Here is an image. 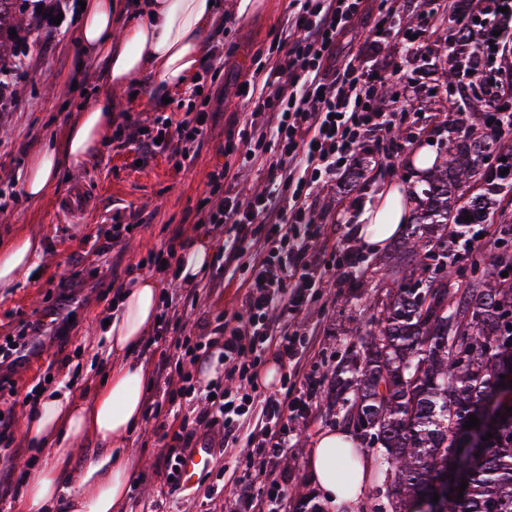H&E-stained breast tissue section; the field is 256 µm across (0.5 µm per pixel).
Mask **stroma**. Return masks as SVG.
<instances>
[{
    "label": "stroma",
    "mask_w": 512,
    "mask_h": 512,
    "mask_svg": "<svg viewBox=\"0 0 512 512\" xmlns=\"http://www.w3.org/2000/svg\"><path fill=\"white\" fill-rule=\"evenodd\" d=\"M32 0H15L14 33L0 34V57H23V71L15 80V97L7 119L0 122V242L20 230L39 238L41 252L37 278L23 279L11 292L0 294V340L15 335L22 321L42 320L44 331L38 347L13 375L17 388L10 415L12 432H19L29 413L26 394L44 378L47 367L68 377L70 395L84 396L106 378L112 363L96 358L103 340L102 324L112 309L116 281H124L137 263L148 262L152 253L165 248L171 237L181 242L197 239V211L210 195L209 176L224 165V144L239 137L250 111L239 101L242 84L269 68L267 49L285 27L289 0H269L267 7L248 18L224 13V69L218 80L192 98L184 90L170 99L175 113L206 109L214 122L192 163L176 168L159 156L147 164L137 162L135 152L108 144L81 168L61 171L55 189L42 201H28L23 194L27 162L32 153L56 143L73 120L89 93L102 89V64L83 53L78 20L67 14L60 34L49 36L31 28ZM449 30L440 26L427 37L424 56L411 58L403 42L390 40L384 49L392 67L386 77L390 95L407 98L409 117L402 126L400 154H391L389 142L376 148L356 150L361 175L351 180L341 173L335 181L322 183L313 194L312 215L324 230L328 247L357 252L360 266L379 259L378 253L357 243V213L373 200L378 185L394 179L404 192L419 193L423 182L409 161L422 145L441 154L448 141L442 134V105L456 99V89L443 76L448 53ZM84 184L92 201L90 223L78 224L64 214L60 203L76 184ZM139 212L143 224L114 245L107 266H100L96 247L112 239L114 225L125 223L129 212ZM226 225L211 228L208 235L217 254L205 278L207 291L188 308V335L201 331L223 332L224 316L240 307L244 284L258 254V245L247 247L232 264H225L220 248ZM73 280L80 289L64 308H57V283ZM370 293L354 287L351 277L320 289L318 299L303 314L291 320L292 328L309 344L307 368L325 377L345 356L353 339L348 330L365 319ZM335 409L314 398L308 413L290 420L283 434L290 444L287 455L255 454L249 465L254 477L250 490L233 480L241 454L233 446L214 450L210 467L196 477L190 490L168 495L167 472L158 461L169 451V440L154 432L152 418H144L129 439L136 467L123 512H260L261 494L268 476H275L286 491L284 512H296L297 497L318 495L309 478L310 448L315 436L326 429H344ZM28 462L27 467L0 470V512H15L21 489L34 471L48 463L46 451L14 440Z\"/></svg>",
    "instance_id": "35a3bbf8"
}]
</instances>
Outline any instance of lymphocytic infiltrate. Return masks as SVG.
<instances>
[{
    "mask_svg": "<svg viewBox=\"0 0 512 512\" xmlns=\"http://www.w3.org/2000/svg\"><path fill=\"white\" fill-rule=\"evenodd\" d=\"M287 29L273 43L276 57L260 81L249 83L241 98L252 114L263 116V139L248 135L242 141H228L225 154L253 161L263 141H270L267 159L269 188L265 194L241 198L221 188L228 180L227 169L211 174L209 183L217 198L201 209L199 225H228L224 242L225 262L235 261L248 245L254 227L265 231L267 252L251 269L234 327L217 340L206 335L189 339L185 334L188 295L168 296L147 347L161 356L153 371V388L158 400L150 404L157 428L172 433L179 450L164 465L169 472L170 494L180 493L177 480L184 450L205 445L223 447L237 440V421L255 403H262V430L272 447L284 448L278 433L292 416L306 413L309 399L318 385L302 376L298 386L283 393L263 395L258 368L268 352L281 363L300 361L305 351L300 336L274 332L272 311L298 316L315 299L324 276L338 273L335 264H319L314 244L318 229L311 218L312 191L319 183L335 179L343 162L357 148L381 139L394 126L395 114L404 106L380 105L374 87L385 79L389 62L383 49L389 38L402 36L410 55H420V37L427 20L416 26L402 22L396 4L371 12L366 0H290ZM512 11V0H453L448 13L452 22L478 20L482 40L463 42L462 50L474 65L472 79L485 84L491 105L489 122H500L496 106L512 96V84L497 80L491 56L499 42L503 10ZM370 20L373 29L361 54L365 68H337L336 45L355 21ZM151 121L125 119L112 137L120 147L136 150L142 159L164 155L175 167L190 162L204 143L214 119L211 112L180 121L166 117L165 104L153 106ZM220 348L224 383L202 380L194 367L206 363L212 348Z\"/></svg>",
    "mask_w": 512,
    "mask_h": 512,
    "instance_id": "1",
    "label": "lymphocytic infiltrate"
}]
</instances>
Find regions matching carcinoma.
<instances>
[{
	"mask_svg": "<svg viewBox=\"0 0 512 512\" xmlns=\"http://www.w3.org/2000/svg\"><path fill=\"white\" fill-rule=\"evenodd\" d=\"M444 74L465 87V61L453 53ZM486 109L473 95L458 111L445 153L427 170L413 226L375 266L368 317L351 328L358 343L324 395L391 476L374 512H424L431 483L458 448L457 430L498 402L499 374L512 365V281L501 276L512 259L470 249L461 269L449 242L469 226L465 215L486 224L512 194V160L494 154L512 125L488 128ZM466 466V500L441 512H512V423L495 430L482 461Z\"/></svg>",
	"mask_w": 512,
	"mask_h": 512,
	"instance_id": "cac0c4a2",
	"label": "carcinoma"
}]
</instances>
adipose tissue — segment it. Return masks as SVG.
<instances>
[{
  "mask_svg": "<svg viewBox=\"0 0 512 512\" xmlns=\"http://www.w3.org/2000/svg\"><path fill=\"white\" fill-rule=\"evenodd\" d=\"M79 36L86 56L103 63L104 89L81 108L60 140L29 161L24 192L29 200L47 197L62 170L81 167L100 153L117 119L118 92L153 70L157 88L170 92L186 86L197 73L206 50V37L223 18L224 0H145L139 18L128 17L121 0H85ZM411 214V205L396 183H388L360 212L358 237L365 249L378 251L398 237ZM36 239L18 234L0 243V290L14 288L29 273L39 255ZM154 279L142 276L125 285L121 301L104 329L112 354V369L90 399L44 396L22 429L24 441L47 449L49 463L32 474L16 504V512H52L65 500L67 512H120L130 488L133 461L124 445L142 423L144 388L150 374L137 351L152 329L160 305ZM91 437L102 451L78 472L77 488L66 491L64 476L72 465L74 442ZM348 432L328 430L310 452L312 483L332 502L355 506L371 469L359 458L352 484L336 477L352 448Z\"/></svg>",
  "mask_w": 512,
  "mask_h": 512,
  "instance_id": "1",
  "label": "adipose tissue"
}]
</instances>
